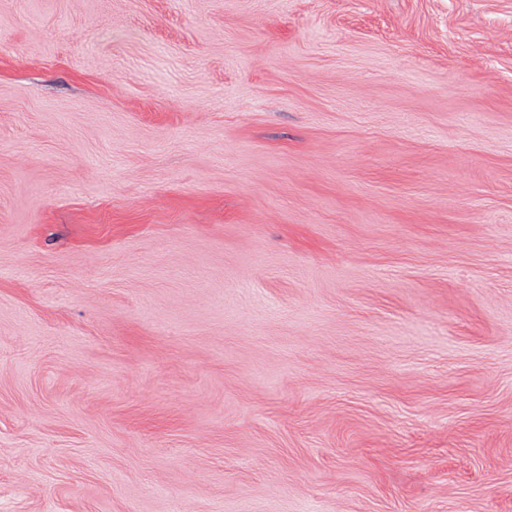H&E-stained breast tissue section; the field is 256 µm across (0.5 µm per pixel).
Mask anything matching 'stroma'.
I'll return each instance as SVG.
<instances>
[{"mask_svg":"<svg viewBox=\"0 0 512 512\" xmlns=\"http://www.w3.org/2000/svg\"><path fill=\"white\" fill-rule=\"evenodd\" d=\"M0 512H512V0H0Z\"/></svg>","mask_w":512,"mask_h":512,"instance_id":"obj_1","label":"stroma"}]
</instances>
